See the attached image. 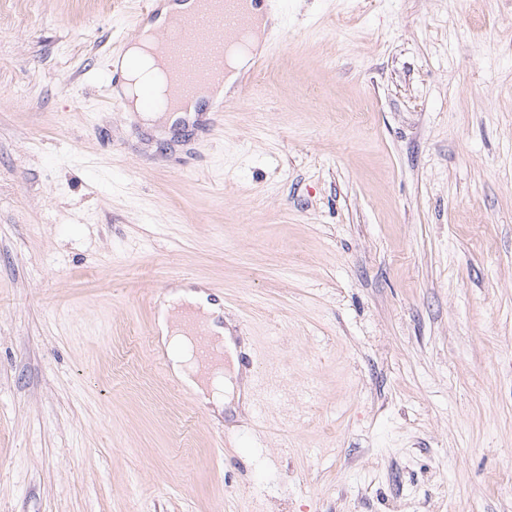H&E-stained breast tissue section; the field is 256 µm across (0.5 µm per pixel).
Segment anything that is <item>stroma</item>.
<instances>
[{
	"label": "stroma",
	"mask_w": 512,
	"mask_h": 512,
	"mask_svg": "<svg viewBox=\"0 0 512 512\" xmlns=\"http://www.w3.org/2000/svg\"><path fill=\"white\" fill-rule=\"evenodd\" d=\"M141 2L0 0V512H512V0H285L203 144L104 97ZM189 320L209 335L208 341L215 351L209 364L204 365L196 358L195 336H190ZM222 320L224 311L220 303L211 301L209 294L201 290L174 287L159 303L157 331L173 375L217 413L224 411V390L232 392L237 388V401L242 395L246 399L248 391V378L239 375L234 339ZM224 349L232 361V372L224 368Z\"/></svg>",
	"instance_id": "1"
}]
</instances>
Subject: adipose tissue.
Here are the masks:
<instances>
[{
  "label": "adipose tissue",
  "instance_id": "1",
  "mask_svg": "<svg viewBox=\"0 0 512 512\" xmlns=\"http://www.w3.org/2000/svg\"><path fill=\"white\" fill-rule=\"evenodd\" d=\"M149 42L147 34H139L130 46L123 67L129 78L121 92L132 98L133 109L141 110L143 119L154 125L157 135H165L179 120L182 113H171L166 109L142 111L140 102L134 96L139 84L150 82L162 85V75L145 48ZM224 312L220 303L211 301L208 293L190 288L174 287L166 292L160 303L157 328L160 342L165 350L173 375L192 390L203 404L213 411L224 409V395L237 391L245 395L248 391V379L238 372L225 370L224 354H235L236 345L229 329L224 328ZM198 324L208 334V341L215 351L209 364L198 361L196 344L191 334V324Z\"/></svg>",
  "mask_w": 512,
  "mask_h": 512
}]
</instances>
